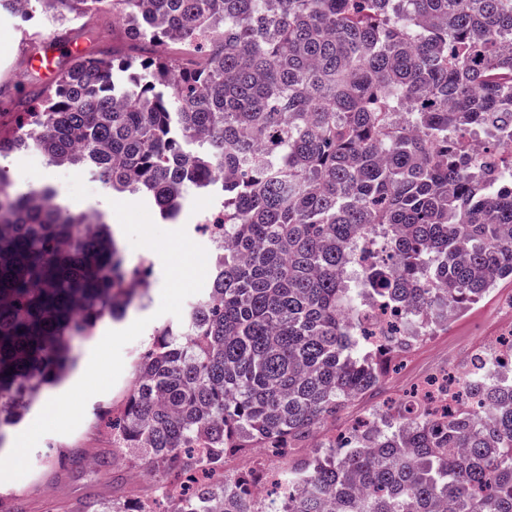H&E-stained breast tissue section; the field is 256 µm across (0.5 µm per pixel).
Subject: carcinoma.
<instances>
[{"label":"carcinoma","mask_w":512,"mask_h":512,"mask_svg":"<svg viewBox=\"0 0 512 512\" xmlns=\"http://www.w3.org/2000/svg\"><path fill=\"white\" fill-rule=\"evenodd\" d=\"M109 0L58 7L63 23ZM137 56L82 57L0 121V156L34 146L51 166L151 199L217 201L211 285L181 327L154 332L122 409L96 410L114 448L161 472L170 512H512V380L482 353L459 409L420 397L357 422L274 474H224V457L286 453L378 387L396 359L512 277V0H116ZM160 44L174 52L154 55ZM486 152L468 153L476 133ZM0 170V449L73 362L72 340L142 298L113 237L43 186ZM369 225L383 256L340 279ZM417 311L374 349L361 297ZM75 512H128L93 495Z\"/></svg>","instance_id":"1"}]
</instances>
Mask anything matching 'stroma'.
Listing matches in <instances>:
<instances>
[{
    "label": "stroma",
    "instance_id": "35a3bbf8",
    "mask_svg": "<svg viewBox=\"0 0 512 512\" xmlns=\"http://www.w3.org/2000/svg\"><path fill=\"white\" fill-rule=\"evenodd\" d=\"M60 35L64 47L56 60L57 70H64L74 58L70 46H80L84 55L95 56L110 49L119 55L132 51L131 44L123 35L120 9L107 7L89 22H74L60 29L52 24L48 13H37L35 19L23 20L13 13L0 11V112L16 111L31 91L55 85L56 77L41 76L31 65L32 56L39 50L40 38ZM0 169L8 176L22 175L24 184L50 185L59 204L74 211L98 212L105 216L116 237H119L125 264L133 268L147 264L150 268V285L146 297L129 308L119 321L102 318L91 335L74 341L77 363L60 384L45 387L40 403L34 404L17 425V432H24L42 409L43 401L69 390L84 373L90 353L104 334L121 330L139 318H148L146 332L123 349L124 369L116 384L106 393L92 397L86 406L85 416L71 434L51 433L41 438L30 456L31 470L21 479L0 483V493H14L23 501L25 512H62L64 506L85 497L88 492L117 499L129 504L155 499L157 478L131 453L117 449L113 452L110 470H95L86 465L53 469L51 462L57 447L80 448L88 455L109 447L103 426L94 413L100 406L118 402L127 393L136 377L135 359L150 341L152 331L165 325H177L172 315H157L164 281L160 257L147 248H132L125 239L122 227L110 205L111 193L89 171H81L79 179L57 171L47 164L37 148L0 157ZM512 332V278L497 282L494 290L467 309L452 317L447 326L438 329L434 336L417 344L382 382L376 395L350 402L336 419L327 421L324 432L338 433L372 413L384 400H397L418 387L426 379L444 374L460 373L470 356L498 337ZM313 443L291 449L289 455L278 456L265 448H251L229 457L224 471L230 476L248 474L262 467L276 471L287 467L291 461L308 456Z\"/></svg>",
    "mask_w": 512,
    "mask_h": 512
}]
</instances>
